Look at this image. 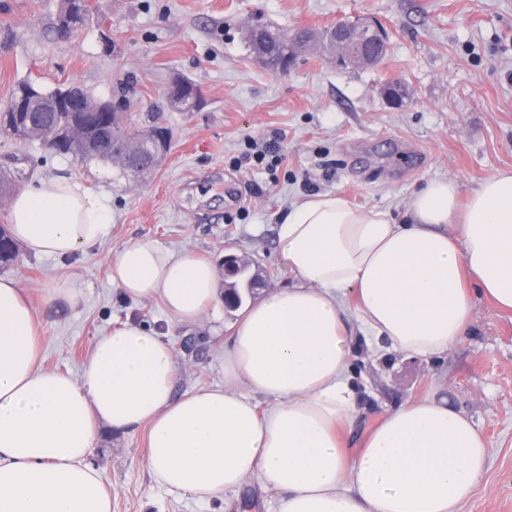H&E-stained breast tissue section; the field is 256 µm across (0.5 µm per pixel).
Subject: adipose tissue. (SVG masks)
Listing matches in <instances>:
<instances>
[{
	"label": "adipose tissue",
	"instance_id": "1",
	"mask_svg": "<svg viewBox=\"0 0 512 512\" xmlns=\"http://www.w3.org/2000/svg\"><path fill=\"white\" fill-rule=\"evenodd\" d=\"M406 213L401 224L336 193L294 204L277 227L293 284L236 323L223 386L179 396L174 349L138 323L98 337L79 376L43 368L35 311L0 276V512H112L96 441L142 428L152 478L193 498L254 479L279 492L278 512H462L488 463L472 420L444 398L411 401L349 449L360 410L348 372L358 336L428 360L466 335L474 294L512 312V170L463 205L453 179L428 181ZM9 218L16 242L64 259L108 237L112 207L56 177L18 189ZM109 266L122 295L161 301L172 323L221 304L215 265L155 239L113 249Z\"/></svg>",
	"mask_w": 512,
	"mask_h": 512
}]
</instances>
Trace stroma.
Wrapping results in <instances>:
<instances>
[{"label": "stroma", "instance_id": "stroma-1", "mask_svg": "<svg viewBox=\"0 0 512 512\" xmlns=\"http://www.w3.org/2000/svg\"><path fill=\"white\" fill-rule=\"evenodd\" d=\"M59 3L0 0V106L23 79L48 89L77 84L102 98L123 86L140 118L172 138L160 164L135 180L111 164L0 137V168L21 170L23 183L73 176L112 205L104 243L63 261L23 247L9 271L41 324L44 368L79 375L96 337L133 321L174 345L177 392L223 385L220 349L240 312L172 324L160 302L121 296L112 249L152 238L216 264L233 252L255 261L266 287L285 288L293 278L276 224L295 201L337 193L402 221L429 180L454 179L465 197L512 169V0H89L84 26L67 37L55 32ZM357 16L388 29L376 66L344 69L306 48L288 71L272 72L243 37L257 23L290 33ZM180 77L199 89L194 111L166 98ZM276 132L282 164L254 168L247 139ZM63 271L85 293L78 307L47 299ZM473 303L469 334L433 359L357 345L361 426L409 401L447 398L489 441L487 470L464 512H512V314L479 294ZM146 455L145 431H102L91 461L112 482V512H276L277 492L254 480L205 502L167 491Z\"/></svg>", "mask_w": 512, "mask_h": 512}]
</instances>
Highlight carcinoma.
I'll use <instances>...</instances> for the list:
<instances>
[{"instance_id": "1", "label": "carcinoma", "mask_w": 512, "mask_h": 512, "mask_svg": "<svg viewBox=\"0 0 512 512\" xmlns=\"http://www.w3.org/2000/svg\"><path fill=\"white\" fill-rule=\"evenodd\" d=\"M89 10L88 0H61L58 20L70 19L71 31L83 26L84 18ZM287 34L272 30L268 25H257L248 35L246 42L255 54L267 57V66L272 71L286 69L288 61ZM182 92L177 96L174 106L182 111L196 107L199 101V91L196 85L188 79L181 80ZM103 102L86 93L75 103L68 102L66 90L56 88L44 90L40 85L30 81H22L14 89L8 103L0 109V137L26 145L38 142L44 143L53 135L60 137L57 154L69 156L78 162L112 161L106 153L90 156L75 147L71 131L77 130V135L84 141L97 143L104 139L137 141L132 148V156L118 163L124 172L135 171L140 176L151 170L158 157L149 148L147 138L159 129H146L133 122L127 108L116 104L106 111H101ZM19 250L10 232L0 225V270L10 268L17 260ZM250 277L242 272L237 278L228 281L227 288L233 294V303L227 310L239 309L252 293L247 291Z\"/></svg>"}]
</instances>
